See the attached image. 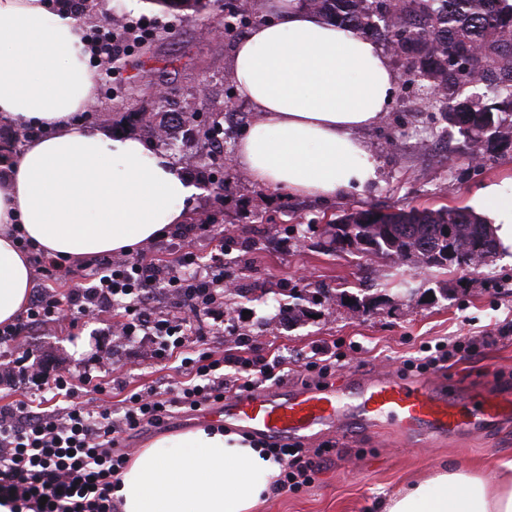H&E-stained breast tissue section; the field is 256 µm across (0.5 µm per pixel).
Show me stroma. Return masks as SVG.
<instances>
[{"instance_id": "obj_1", "label": "stroma", "mask_w": 512, "mask_h": 512, "mask_svg": "<svg viewBox=\"0 0 512 512\" xmlns=\"http://www.w3.org/2000/svg\"><path fill=\"white\" fill-rule=\"evenodd\" d=\"M153 23L150 50L129 46L118 79H99L88 122L127 131L157 144L195 175L203 193L188 221L220 224L231 239L224 263L235 286L224 293V320L199 317L196 326L212 346L237 353V339L251 336L267 359L282 363L280 387L314 384L304 369L317 346L336 354L328 384L351 373L385 371L406 379L435 378L464 401L489 394L512 398V263L496 255L489 268L463 274L419 266L394 257L337 249L323 233L327 220L352 209L470 205L488 183L512 178V147L484 151L480 164L442 112L428 107L408 81L404 59L391 57L398 84L390 109L375 126L358 131L377 157L380 180L330 202L271 192L255 185L233 162L234 147L251 107L236 91L231 57L236 37L224 32V4L197 13L154 0H92L88 28L115 15ZM147 70L152 85L136 81ZM167 90L158 100L155 86ZM224 121V152L212 157L197 138L199 117ZM108 320L72 337L33 328L32 361L73 373L98 374L97 350L116 366L112 400L121 393L179 379L175 360L150 358L141 340L118 342ZM476 342L475 355L423 370L424 349L451 341ZM309 450L333 453L308 486L274 492L259 512H380L402 484L430 476L438 466L488 471L512 459V418L474 434L417 445L381 423L356 433L325 430L302 439Z\"/></svg>"}]
</instances>
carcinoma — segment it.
I'll use <instances>...</instances> for the list:
<instances>
[{"instance_id": "carcinoma-1", "label": "carcinoma", "mask_w": 512, "mask_h": 512, "mask_svg": "<svg viewBox=\"0 0 512 512\" xmlns=\"http://www.w3.org/2000/svg\"><path fill=\"white\" fill-rule=\"evenodd\" d=\"M341 26L377 36L427 82L431 106L473 151L512 145L504 132L512 112V0H303ZM496 89L490 104L481 87ZM223 133L215 121L198 125L204 148ZM328 224H351L362 251L444 269L478 270L497 254L492 228L465 207L346 212Z\"/></svg>"}]
</instances>
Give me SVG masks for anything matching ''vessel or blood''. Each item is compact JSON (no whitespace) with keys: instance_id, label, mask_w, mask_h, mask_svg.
<instances>
[{"instance_id":"1","label":"vessel or blood","mask_w":512,"mask_h":512,"mask_svg":"<svg viewBox=\"0 0 512 512\" xmlns=\"http://www.w3.org/2000/svg\"><path fill=\"white\" fill-rule=\"evenodd\" d=\"M201 416L273 441L334 426L353 432L361 425L391 422L406 436L424 442L511 417L512 401L488 397L468 405L433 382L351 375L335 389L300 388L285 395L258 389L234 395Z\"/></svg>"}]
</instances>
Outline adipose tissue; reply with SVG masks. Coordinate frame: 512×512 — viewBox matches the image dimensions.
I'll return each mask as SVG.
<instances>
[{"label": "adipose tissue", "instance_id": "adipose-tissue-1", "mask_svg": "<svg viewBox=\"0 0 512 512\" xmlns=\"http://www.w3.org/2000/svg\"><path fill=\"white\" fill-rule=\"evenodd\" d=\"M268 19L234 48L232 75L258 119L234 161L259 187L326 200L364 190L379 163L357 138L388 111L398 77L383 47L301 6L265 0ZM83 21L48 0H0V123L49 129L0 159V325L25 311L33 273L14 238L85 261L130 252L185 223L199 182L169 153L76 115L97 94ZM474 205L512 253V178ZM281 465L260 443L214 426L138 452L115 491L121 512H257ZM383 512H512V459L491 476L444 467L399 487Z\"/></svg>", "mask_w": 512, "mask_h": 512}]
</instances>
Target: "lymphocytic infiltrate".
Returning <instances> with one entry per match:
<instances>
[{
	"mask_svg": "<svg viewBox=\"0 0 512 512\" xmlns=\"http://www.w3.org/2000/svg\"><path fill=\"white\" fill-rule=\"evenodd\" d=\"M215 241L208 260H200L193 241ZM224 227L193 224L173 259L155 257L143 248L120 258L95 263L91 285L61 290L68 271L61 262L38 256L40 283L24 316L0 328V385L14 389L30 382L24 399L0 405V504L11 512H117L113 496L132 450L129 438L145 428L169 421L177 410L194 412L272 380L275 367L262 358L224 356L194 335L198 314L224 318V284L233 274L224 266ZM166 290L178 309L155 311L146 305L154 289ZM112 312L116 336L131 340L156 337L153 356L181 361L182 379L160 391L154 388L127 395L119 408L100 403L112 357L102 352L96 376L62 373L29 362L28 330L52 325L75 331L102 313ZM55 407H43L45 396ZM283 470L277 489L294 491L312 481L328 451L306 454L277 445Z\"/></svg>",
	"mask_w": 512,
	"mask_h": 512,
	"instance_id": "1",
	"label": "lymphocytic infiltrate"
}]
</instances>
